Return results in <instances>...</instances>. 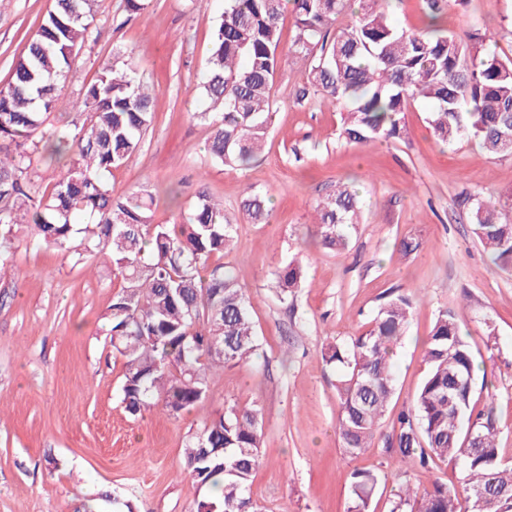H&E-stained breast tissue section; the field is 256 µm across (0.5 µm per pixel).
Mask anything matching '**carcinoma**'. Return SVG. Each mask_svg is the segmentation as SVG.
Instances as JSON below:
<instances>
[{
	"label": "carcinoma",
	"instance_id": "cac0c4a2",
	"mask_svg": "<svg viewBox=\"0 0 512 512\" xmlns=\"http://www.w3.org/2000/svg\"><path fill=\"white\" fill-rule=\"evenodd\" d=\"M350 0H225L212 35L199 88L221 112H198L211 128L209 153L225 167H246L261 153L275 113L271 89L282 59L280 19L292 8L296 34L288 56L306 66L301 98L320 94L345 107L341 136L369 145L400 135L408 104H431L428 124L452 144L473 136L494 155L512 156V59L485 48L492 37L465 43L438 25L442 4L425 0V28L397 26L388 0H359L351 21L336 26ZM95 0H56L0 88V277L13 266L15 241L77 259L104 253L126 286L108 306L112 348L124 359L122 402L137 414L157 404L179 414L207 391L208 375L246 364L258 349L250 301L224 265L208 267L230 250L234 224L224 205L202 195L186 224L153 223V195H112L108 175L140 152L153 120L155 90L137 68L117 57L103 66L82 96L68 103L87 113L68 140L45 126L64 102L66 80L88 35ZM66 158L51 190L35 188L30 155L40 148ZM268 199L249 192L240 212L268 222ZM473 233L494 262L512 269V202L497 207L465 198ZM318 244L340 251L347 229L359 223L357 192L340 183L314 208ZM303 263L294 258L275 272L282 299L300 286ZM412 295L388 292L367 330L331 344L324 360L339 371L337 429L346 453L372 448L395 393L392 354L412 314ZM427 372L411 407L394 420L385 449L401 465L428 471L437 459L460 458L462 488L437 480L421 498L402 486L392 512H512V465L499 455L493 408L474 413L475 358L450 311L441 312L425 342ZM262 415L255 406L229 405L183 452V470L215 495L196 512H259L250 485L258 465ZM378 489L371 472L352 473L347 512H370Z\"/></svg>",
	"mask_w": 512,
	"mask_h": 512
}]
</instances>
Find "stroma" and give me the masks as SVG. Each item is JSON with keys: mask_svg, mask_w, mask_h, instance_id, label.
<instances>
[{"mask_svg": "<svg viewBox=\"0 0 512 512\" xmlns=\"http://www.w3.org/2000/svg\"><path fill=\"white\" fill-rule=\"evenodd\" d=\"M55 0H0V87ZM224 0H150L133 15L125 0H99L77 67L65 82L78 97L117 52L130 49L154 86V118L139 154L113 171L114 194L152 193L154 221L182 219L198 194L223 203L234 246L210 265L232 271L251 302L259 354L209 377L207 393L173 416L134 415L122 402L123 360L102 314L124 285L107 256L75 260L20 241L19 277L0 279V512H194L202 490L182 473L183 448L231 404L258 405L263 443L251 497L266 512H347L350 477L377 475L373 512H392L402 483L462 486L457 459L432 473L398 470L383 445L349 455L336 432L333 343L365 330L389 290L416 293L394 359L395 395L381 435L410 407L425 376L423 346L440 311L455 313L478 366L492 385L475 389L476 407L493 404L498 446L512 462V271L499 269L474 237L463 193L496 204L512 197V157L479 141H438L430 106H409L401 138L367 146L339 135L341 108L322 95L298 100L305 76L283 62L271 89L275 119L262 156L247 169L224 167L208 152L211 129L198 90ZM446 29L493 34L492 50L512 59V0H468L452 7ZM354 185L361 220L341 251L312 238L314 206L336 184ZM266 195L269 223L243 221L245 192ZM421 248L402 256L399 242ZM304 258L300 288L281 300L274 270ZM494 338H487V326Z\"/></svg>", "mask_w": 512, "mask_h": 512, "instance_id": "obj_1", "label": "stroma"}]
</instances>
